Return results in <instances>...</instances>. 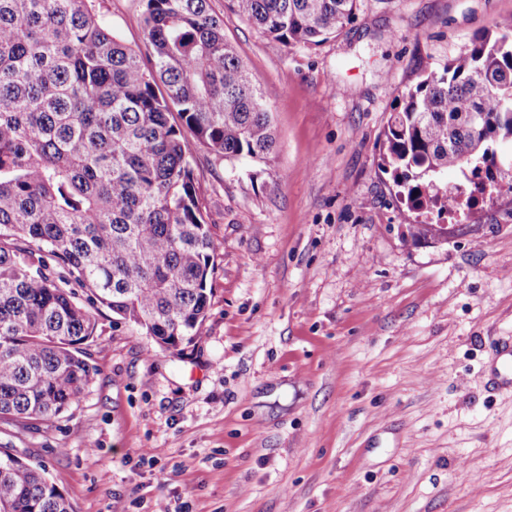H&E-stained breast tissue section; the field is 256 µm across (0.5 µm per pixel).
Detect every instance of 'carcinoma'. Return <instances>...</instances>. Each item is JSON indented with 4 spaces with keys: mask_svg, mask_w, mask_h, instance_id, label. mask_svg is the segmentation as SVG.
Segmentation results:
<instances>
[{
    "mask_svg": "<svg viewBox=\"0 0 512 512\" xmlns=\"http://www.w3.org/2000/svg\"><path fill=\"white\" fill-rule=\"evenodd\" d=\"M94 0H0V426L69 411L98 369L99 307L178 351L200 335L216 245L191 143L226 160L276 150L258 81L210 0H142L132 49ZM361 0H228L285 45L340 36ZM512 16L427 67L380 147L409 209L453 214L512 154ZM460 173L448 187L443 176ZM82 289V299L77 289ZM0 512H74L45 469L0 451Z\"/></svg>",
    "mask_w": 512,
    "mask_h": 512,
    "instance_id": "carcinoma-1",
    "label": "carcinoma"
}]
</instances>
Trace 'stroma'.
Returning <instances> with one entry per match:
<instances>
[{
	"label": "stroma",
	"instance_id": "stroma-1",
	"mask_svg": "<svg viewBox=\"0 0 512 512\" xmlns=\"http://www.w3.org/2000/svg\"><path fill=\"white\" fill-rule=\"evenodd\" d=\"M134 47L141 0H95ZM277 133L269 161L191 163L216 244L208 317L184 353L100 309L98 370L64 415L0 428L75 512H512V169L412 242L380 167L402 93L468 51L512 0H363L316 47L228 13ZM155 460H143L149 449ZM495 366L490 370V382L496 390L512 388V336H498L494 341Z\"/></svg>",
	"mask_w": 512,
	"mask_h": 512
}]
</instances>
